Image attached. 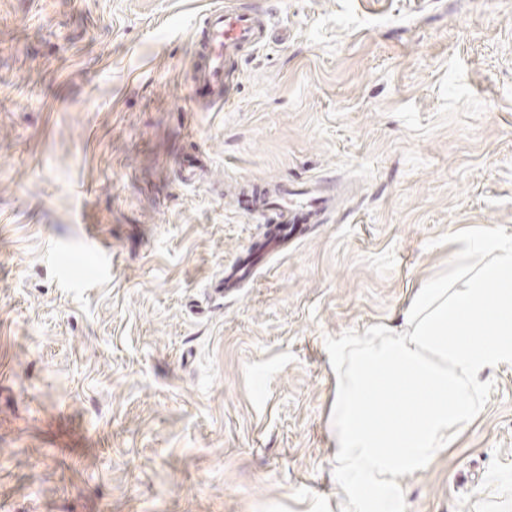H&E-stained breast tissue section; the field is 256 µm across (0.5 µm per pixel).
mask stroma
Here are the masks:
<instances>
[{
	"instance_id": "35a3bbf8",
	"label": "stroma",
	"mask_w": 512,
	"mask_h": 512,
	"mask_svg": "<svg viewBox=\"0 0 512 512\" xmlns=\"http://www.w3.org/2000/svg\"><path fill=\"white\" fill-rule=\"evenodd\" d=\"M224 2L0 0V512H336V340L512 235V0H239L272 37L205 111ZM327 175L328 221L212 294L268 235L241 186ZM479 385L406 512H512V365ZM254 265L251 261V253L238 258L232 265L224 269V273L215 279L213 288L218 294L233 293L246 281L253 278Z\"/></svg>"
}]
</instances>
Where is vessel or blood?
Returning <instances> with one entry per match:
<instances>
[{"label":"vessel or blood","mask_w":512,"mask_h":512,"mask_svg":"<svg viewBox=\"0 0 512 512\" xmlns=\"http://www.w3.org/2000/svg\"><path fill=\"white\" fill-rule=\"evenodd\" d=\"M270 35L268 18L254 10L224 7L206 14L194 34L195 63L188 97L192 103L231 106L240 83L242 59L263 46ZM336 206L331 181L274 183L261 196V207L276 216L277 229L265 243L264 254H272L297 237L302 224H320ZM253 276L250 257L238 258L215 279L216 293L237 291Z\"/></svg>","instance_id":"obj_1"}]
</instances>
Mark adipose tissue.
Here are the masks:
<instances>
[{
	"label": "adipose tissue",
	"instance_id": "1",
	"mask_svg": "<svg viewBox=\"0 0 512 512\" xmlns=\"http://www.w3.org/2000/svg\"><path fill=\"white\" fill-rule=\"evenodd\" d=\"M478 266L415 289L399 324L336 343V512H405L426 467L483 410L478 378L512 364V235L467 239Z\"/></svg>",
	"mask_w": 512,
	"mask_h": 512
}]
</instances>
